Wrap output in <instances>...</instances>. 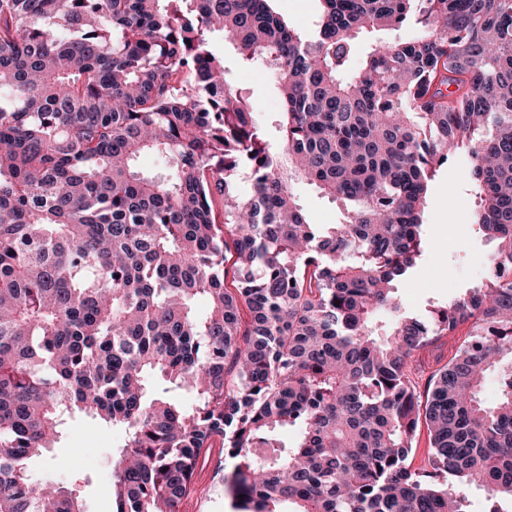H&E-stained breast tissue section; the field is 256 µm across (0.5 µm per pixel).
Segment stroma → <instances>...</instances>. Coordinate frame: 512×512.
<instances>
[{"instance_id": "35a3bbf8", "label": "stroma", "mask_w": 512, "mask_h": 512, "mask_svg": "<svg viewBox=\"0 0 512 512\" xmlns=\"http://www.w3.org/2000/svg\"><path fill=\"white\" fill-rule=\"evenodd\" d=\"M209 39L223 55L230 77L251 94L258 121L271 139H278L280 102L268 68L240 65L236 49L220 33H210ZM468 167V160L452 159L430 183L423 213V258L397 285L398 294L414 313H426L483 279L492 246L475 232L476 199L469 188ZM121 441L118 431L96 420L68 418L51 459L31 462L29 474L34 481L50 480L69 488L82 498L85 512H112V460ZM231 468L223 448H212L201 459L195 484L180 512H234L224 494V475Z\"/></svg>"}]
</instances>
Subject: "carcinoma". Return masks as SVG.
<instances>
[{"instance_id":"1","label":"carcinoma","mask_w":512,"mask_h":512,"mask_svg":"<svg viewBox=\"0 0 512 512\" xmlns=\"http://www.w3.org/2000/svg\"><path fill=\"white\" fill-rule=\"evenodd\" d=\"M270 2L0 0V512H85L27 475L75 414L123 433L112 512H179L216 441L237 512H468L465 485L512 503V0H320L303 33ZM211 32L275 74L281 143ZM456 151L494 249L419 316L394 284ZM300 178L339 223H311ZM407 33H408L407 29H401V30L381 31V32H376L371 35L364 36L359 41L358 49L352 59V66L358 67L363 62L366 47L368 46V44L370 42L376 41L378 39L384 40V41L398 40L400 36H405ZM449 356L448 338L434 341L419 353V366L416 371L415 380L422 395L426 389L427 380L431 372L444 365L448 361Z\"/></svg>"}]
</instances>
